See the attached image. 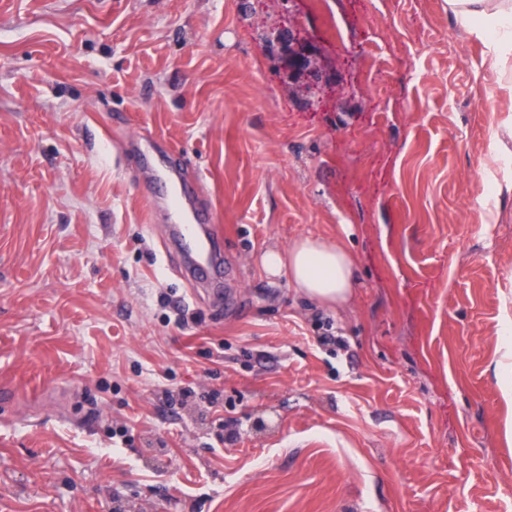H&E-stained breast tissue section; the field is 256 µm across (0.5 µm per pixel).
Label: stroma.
Here are the masks:
<instances>
[{
	"label": "stroma",
	"mask_w": 512,
	"mask_h": 512,
	"mask_svg": "<svg viewBox=\"0 0 512 512\" xmlns=\"http://www.w3.org/2000/svg\"><path fill=\"white\" fill-rule=\"evenodd\" d=\"M489 54L448 0H0V512H512ZM133 136L198 177L236 309L173 271ZM307 234L346 307L263 271Z\"/></svg>",
	"instance_id": "1"
}]
</instances>
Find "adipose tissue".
Instances as JSON below:
<instances>
[{
	"instance_id": "obj_1",
	"label": "adipose tissue",
	"mask_w": 512,
	"mask_h": 512,
	"mask_svg": "<svg viewBox=\"0 0 512 512\" xmlns=\"http://www.w3.org/2000/svg\"><path fill=\"white\" fill-rule=\"evenodd\" d=\"M448 5L464 29L490 37L493 65L512 67V0H448ZM261 265L268 276L287 278L322 305L344 306L355 284L350 252L341 243L313 236L302 237L285 250L266 249Z\"/></svg>"
}]
</instances>
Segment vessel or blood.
Masks as SVG:
<instances>
[{"label":"vessel or blood","mask_w":512,"mask_h":512,"mask_svg":"<svg viewBox=\"0 0 512 512\" xmlns=\"http://www.w3.org/2000/svg\"><path fill=\"white\" fill-rule=\"evenodd\" d=\"M158 179L164 193L150 198L149 203L170 215L163 237L166 251L178 258L181 275L196 294L233 306L234 299L224 291L221 277L223 234L212 225L210 213L195 190L196 178L177 157L161 154Z\"/></svg>","instance_id":"vessel-or-blood-1"}]
</instances>
